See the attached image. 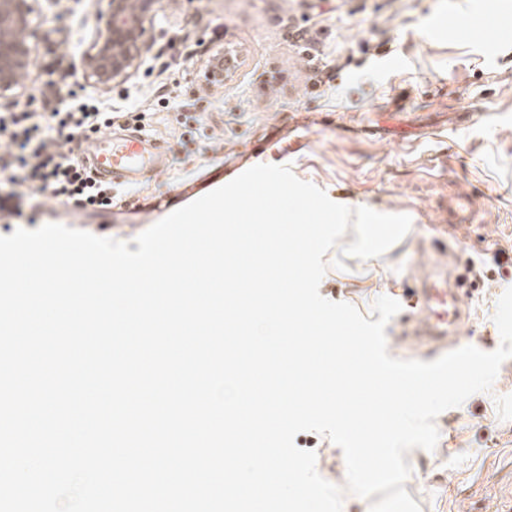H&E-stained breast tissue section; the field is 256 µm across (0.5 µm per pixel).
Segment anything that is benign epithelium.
Listing matches in <instances>:
<instances>
[{"label": "benign epithelium", "mask_w": 512, "mask_h": 512, "mask_svg": "<svg viewBox=\"0 0 512 512\" xmlns=\"http://www.w3.org/2000/svg\"><path fill=\"white\" fill-rule=\"evenodd\" d=\"M158 0H109L106 26L96 27L81 54L83 85L98 89L127 82L153 43ZM41 0H0V97L14 95L42 37Z\"/></svg>", "instance_id": "7a95c632"}]
</instances>
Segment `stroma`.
<instances>
[{"label": "stroma", "instance_id": "obj_1", "mask_svg": "<svg viewBox=\"0 0 512 512\" xmlns=\"http://www.w3.org/2000/svg\"><path fill=\"white\" fill-rule=\"evenodd\" d=\"M108 0L74 13L47 10L44 38L16 101L39 107L46 76L80 92L73 74L82 48L69 29L93 27ZM161 25L127 86L146 130L162 139L168 170L114 188L110 213L56 205L57 223L127 242L178 204L186 186L220 184L224 166L247 160L287 165L335 203L406 214L412 227L390 256L389 288L361 287L328 268L320 293L370 314L382 295L403 300L421 266L460 259L471 310L461 342L499 347L497 301L512 287V0H160ZM238 61L222 84L205 72L214 52ZM175 100L158 105L159 95ZM409 308L390 320L388 352L430 362L443 350L409 337ZM434 450L405 454V488L422 512H498L512 497V358L491 391L441 413ZM318 473L341 486V449L314 433Z\"/></svg>", "mask_w": 512, "mask_h": 512}]
</instances>
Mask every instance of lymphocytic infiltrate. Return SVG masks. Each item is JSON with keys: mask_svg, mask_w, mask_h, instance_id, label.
I'll list each match as a JSON object with an SVG mask.
<instances>
[{"mask_svg": "<svg viewBox=\"0 0 512 512\" xmlns=\"http://www.w3.org/2000/svg\"><path fill=\"white\" fill-rule=\"evenodd\" d=\"M47 112H0V214L23 219L29 208L52 200L83 213L111 209L112 188L95 181L74 155L83 139L120 120L140 122L133 101L113 110L92 94L57 98L54 80L41 88Z\"/></svg>", "mask_w": 512, "mask_h": 512, "instance_id": "f902f5d3", "label": "lymphocytic infiltrate"}]
</instances>
